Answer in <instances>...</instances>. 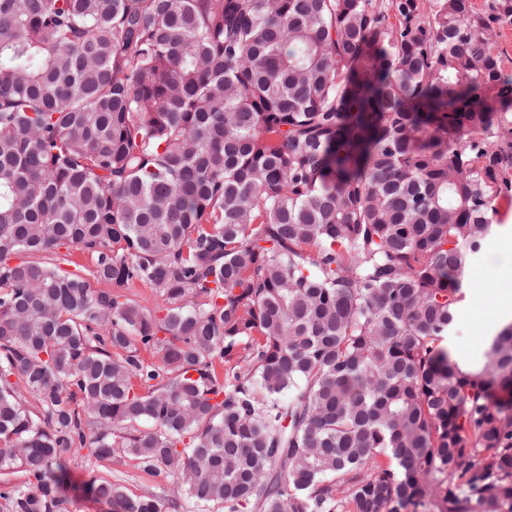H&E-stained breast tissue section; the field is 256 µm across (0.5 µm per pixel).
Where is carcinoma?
Here are the masks:
<instances>
[{"mask_svg": "<svg viewBox=\"0 0 512 512\" xmlns=\"http://www.w3.org/2000/svg\"><path fill=\"white\" fill-rule=\"evenodd\" d=\"M496 24L512 0H0L12 512L117 448L198 512H512V322L472 372L441 346L512 192ZM73 245L164 313L36 259ZM118 291L124 295L120 300L127 298L151 313L161 315L164 307L167 306L165 297L159 290L138 280Z\"/></svg>", "mask_w": 512, "mask_h": 512, "instance_id": "obj_1", "label": "carcinoma"}]
</instances>
